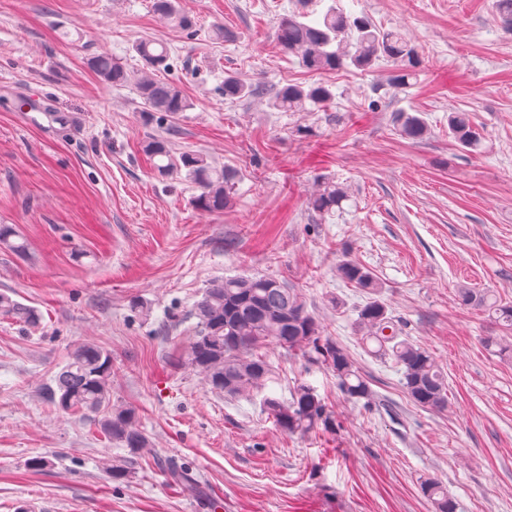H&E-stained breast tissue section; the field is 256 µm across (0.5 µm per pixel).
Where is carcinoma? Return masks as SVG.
<instances>
[{
    "label": "carcinoma",
    "instance_id": "carcinoma-1",
    "mask_svg": "<svg viewBox=\"0 0 512 512\" xmlns=\"http://www.w3.org/2000/svg\"><path fill=\"white\" fill-rule=\"evenodd\" d=\"M154 11L190 30L192 20L181 13L178 0H154ZM493 7L503 29L512 35V0H494ZM275 39L281 49L294 56L310 73L340 69L368 70L383 59L393 63L392 86L404 88L418 67V52L404 35L382 30L369 18L347 12L339 0H296L295 8L279 18ZM133 50L144 65L137 80L142 112L164 122L186 111L190 102L179 87L168 80L153 77V72L173 68L170 49L162 42L140 40ZM90 65L101 82L120 85L130 74L109 56H96ZM269 95L268 105L279 112H310L333 103L331 86H305L289 83L267 90L263 83L247 82L236 75L224 77V99L242 101ZM394 123L399 135L419 142L427 138L429 128L417 113L398 111ZM448 134L462 149L477 151L479 135L470 113L455 111L448 115ZM143 151L152 160L153 171L161 179L185 176L199 194L192 203L205 212L223 211L233 205L239 172L231 167L217 169L206 156L182 152L174 154L167 141L151 138ZM347 197V189L333 181H323L310 195V209L322 216L333 211ZM14 229L0 225V245L23 253L26 245L15 242ZM336 275L367 296L353 322L355 335L377 345L376 352L389 356L399 367L404 393L414 404L434 413L448 412V379L433 354L423 346L400 336L399 328L381 300V283L370 268L356 259L343 258L336 264ZM465 306L482 310L507 330H512V302L473 288L458 289ZM0 316L26 324L39 321V314L5 293H0ZM196 320L195 335L188 344H174L170 356L195 370L214 390L230 398L261 397V407L277 429L289 435H305L315 429L329 432L336 421L324 400L311 385L297 384L289 398L268 391L274 381V369L267 349L271 346L290 356H302L331 372L339 391L350 401L370 403L374 392L349 350L331 336L327 326L309 310L299 289L273 276L240 274L211 280L188 311ZM54 386L47 389L46 400L58 410L87 418L108 441L128 453L112 460V477L128 475L127 464L151 448L135 411L111 404L112 354L94 342L76 346L66 364L55 374ZM110 412L102 419L96 414ZM170 476L180 490L199 494L200 485L187 467L170 466ZM422 492L432 512H458V502L437 481L427 479Z\"/></svg>",
    "mask_w": 512,
    "mask_h": 512
}]
</instances>
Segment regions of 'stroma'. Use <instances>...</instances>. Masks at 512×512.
Returning a JSON list of instances; mask_svg holds the SVG:
<instances>
[{
    "label": "stroma",
    "mask_w": 512,
    "mask_h": 512,
    "mask_svg": "<svg viewBox=\"0 0 512 512\" xmlns=\"http://www.w3.org/2000/svg\"><path fill=\"white\" fill-rule=\"evenodd\" d=\"M293 2L179 0L196 21L185 31L152 0H0V224L27 243L23 254L0 248V293L42 315L35 326L0 316V512H430L427 478L459 512H512V354L485 346L501 328L457 295L467 286L512 301V35L492 0H341L415 45L417 78L398 89L383 60L366 71L301 68L274 38ZM219 27L237 41H215ZM141 39L167 43L180 61L168 78L192 106L175 133L145 119L135 82L106 85L88 67L109 55L139 73ZM228 73L270 88L326 82L336 98L325 112L230 102ZM398 110L419 111L430 135L401 138ZM454 110L471 113L480 153L449 137ZM163 136L173 152L238 170L231 208L201 212L194 184L154 176L142 143ZM326 179L350 193L320 217L308 202ZM347 249L382 282L404 336L443 368L447 413L413 404L396 364L354 335L365 297L336 275ZM243 273L305 294L369 379L372 406L269 349L272 392L309 383L336 419L335 432L291 436L258 401L170 364V345L194 323L161 332L168 313L188 311L211 279ZM89 340L111 352L112 400L136 410L158 457L133 459L120 480L103 469L116 445L42 395ZM173 459L203 495L171 486Z\"/></svg>",
    "instance_id": "obj_1"
}]
</instances>
